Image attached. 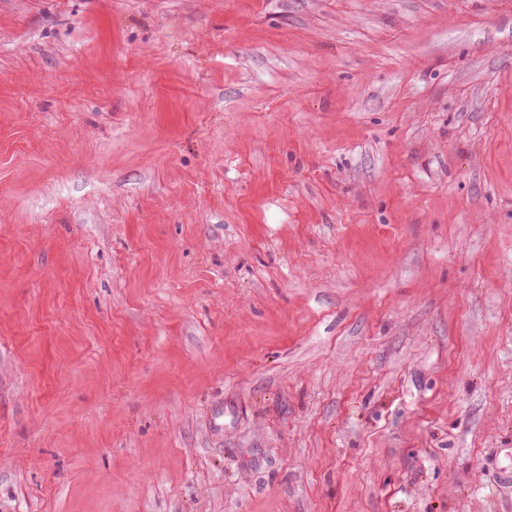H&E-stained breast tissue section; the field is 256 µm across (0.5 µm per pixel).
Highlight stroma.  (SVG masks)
I'll return each instance as SVG.
<instances>
[{
  "label": "stroma",
  "instance_id": "1",
  "mask_svg": "<svg viewBox=\"0 0 512 512\" xmlns=\"http://www.w3.org/2000/svg\"><path fill=\"white\" fill-rule=\"evenodd\" d=\"M512 0H0V512H512Z\"/></svg>",
  "mask_w": 512,
  "mask_h": 512
}]
</instances>
